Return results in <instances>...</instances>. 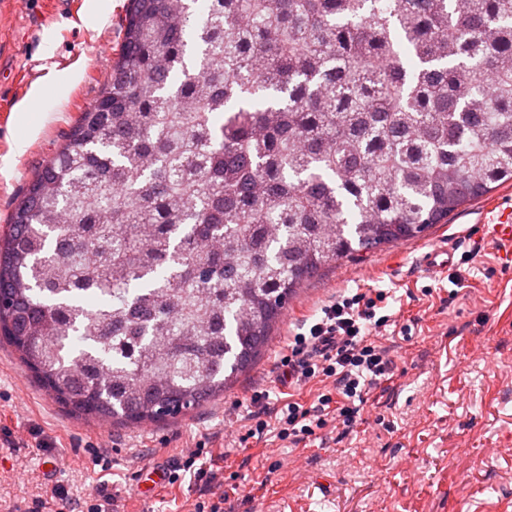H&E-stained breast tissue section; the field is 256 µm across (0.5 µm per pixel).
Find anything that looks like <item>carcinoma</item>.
<instances>
[{
	"instance_id": "1",
	"label": "carcinoma",
	"mask_w": 512,
	"mask_h": 512,
	"mask_svg": "<svg viewBox=\"0 0 512 512\" xmlns=\"http://www.w3.org/2000/svg\"><path fill=\"white\" fill-rule=\"evenodd\" d=\"M0 236V342L143 426L254 367L304 282L512 182V0H129Z\"/></svg>"
}]
</instances>
